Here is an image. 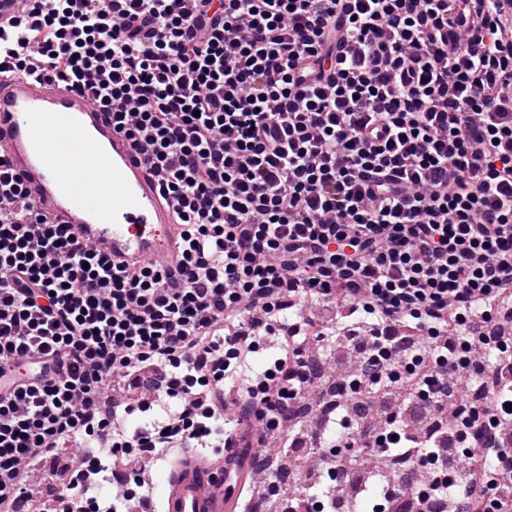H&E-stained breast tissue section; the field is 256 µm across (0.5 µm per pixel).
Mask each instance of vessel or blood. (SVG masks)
I'll list each match as a JSON object with an SVG mask.
<instances>
[{"mask_svg":"<svg viewBox=\"0 0 512 512\" xmlns=\"http://www.w3.org/2000/svg\"><path fill=\"white\" fill-rule=\"evenodd\" d=\"M0 155L26 176L33 203L114 263L175 269L180 229L160 184L91 93L0 78ZM254 474L252 451L218 462L185 459L162 480L165 512H237Z\"/></svg>","mask_w":512,"mask_h":512,"instance_id":"obj_1","label":"vessel or blood"}]
</instances>
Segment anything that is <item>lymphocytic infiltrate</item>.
<instances>
[{
	"instance_id": "1",
	"label": "lymphocytic infiltrate",
	"mask_w": 512,
	"mask_h": 512,
	"mask_svg": "<svg viewBox=\"0 0 512 512\" xmlns=\"http://www.w3.org/2000/svg\"><path fill=\"white\" fill-rule=\"evenodd\" d=\"M2 76L89 89L182 241L176 271L113 267L0 159V512L68 439L210 447L228 379L224 447H284L324 376L298 299L335 310L319 341L366 342L330 488L398 460L371 512H512V0H23ZM259 328L288 350L257 370ZM419 408L454 418L424 437Z\"/></svg>"
}]
</instances>
